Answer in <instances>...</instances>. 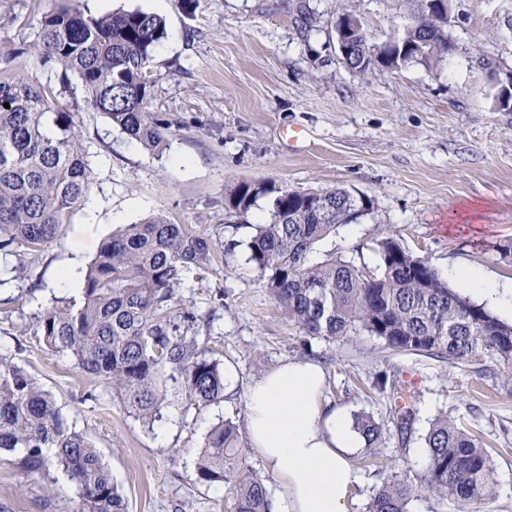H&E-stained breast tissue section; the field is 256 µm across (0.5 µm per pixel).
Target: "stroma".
Returning a JSON list of instances; mask_svg holds the SVG:
<instances>
[{"label": "stroma", "instance_id": "stroma-1", "mask_svg": "<svg viewBox=\"0 0 512 512\" xmlns=\"http://www.w3.org/2000/svg\"><path fill=\"white\" fill-rule=\"evenodd\" d=\"M158 11L168 36L157 50L158 79L147 109L168 122L162 150L128 140L103 115H78L90 147L94 184L45 251L9 257L23 282L0 288V360L22 367L48 391L65 424L86 435L121 489L126 512H233L227 490L195 480L210 429L245 424L247 385L283 359L313 357L326 370L327 397L382 429L375 452L354 458L360 481L347 512L365 507L383 478L419 484L422 434L440 413L464 418L489 452L497 497L489 512H512V375L479 376L475 366L396 354L360 332L307 340L269 296L246 247L225 254L224 198L241 182L278 189L344 188L374 208L353 235L338 231L320 249L375 265L376 240L392 237L440 273L474 268L512 283V111L495 95L512 78V0H451L445 65H408L359 76L336 56L339 0H83ZM50 0H0V42L32 39ZM372 42L402 35L411 0H351ZM307 7L314 24L303 40L295 21ZM161 212L216 245L203 276L176 292L177 309L211 321L198 340L237 377L224 401L200 406L166 379L154 426L128 414L109 385L83 374L74 359L46 349L34 315L52 301L81 298L71 267L85 268L122 224ZM223 303H216V294ZM413 375L414 433L401 440L391 398L372 380L379 371ZM22 450L0 451V512H76L78 489L61 467L32 473Z\"/></svg>", "mask_w": 512, "mask_h": 512}]
</instances>
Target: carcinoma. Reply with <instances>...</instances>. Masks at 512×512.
Wrapping results in <instances>:
<instances>
[{"instance_id": "1", "label": "carcinoma", "mask_w": 512, "mask_h": 512, "mask_svg": "<svg viewBox=\"0 0 512 512\" xmlns=\"http://www.w3.org/2000/svg\"><path fill=\"white\" fill-rule=\"evenodd\" d=\"M413 14L401 38L378 46L362 19L348 8L336 16L344 67L364 74L379 66L409 64L434 69L448 60L450 9L442 0H412ZM167 36L163 16L118 9L92 15L78 0H55L30 41L0 43V254H27L50 247L60 226L87 199L93 185L89 147L78 113L62 101L70 77L79 79L84 108L99 112L128 139L162 148L167 123L147 111L155 82L153 58ZM29 55L56 72L59 84L16 72L12 63ZM10 108H5L4 103ZM274 194L269 220L254 225L244 243L224 242L225 254L244 245L265 288L284 317L310 339L336 340L366 332L396 353L433 355L456 364L491 362L512 370V323L484 304L462 296L427 260L393 238L377 243L375 267L332 254L316 256L320 241L341 225L369 214L346 189L314 193L274 192L263 182L240 183L227 198L241 217L258 198ZM215 253L211 239L161 212L129 224L105 241L87 266L80 303H52L37 315L45 347L70 354L89 376L112 387L125 411L144 423L160 418V381L179 373L188 399L202 405L224 400V371L189 334L197 315L172 313L175 291L192 274L202 275ZM375 389L395 397L399 381L385 373ZM402 434L412 430L413 411L395 409ZM372 452L380 427L372 416H355ZM423 483L389 477L366 512H409L413 498L453 500L459 512H481L496 497L491 459L474 431L446 414L424 435ZM23 449V465L36 472L56 459L79 489L78 512H125V501L95 446L64 426L52 395L24 369L0 362V450ZM246 441L226 420L205 437L195 464L196 481L227 487L234 512H270L264 477L249 467Z\"/></svg>"}]
</instances>
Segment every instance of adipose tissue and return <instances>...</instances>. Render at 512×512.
Returning a JSON list of instances; mask_svg holds the SVG:
<instances>
[{
	"instance_id": "ef3b65f1",
	"label": "adipose tissue",
	"mask_w": 512,
	"mask_h": 512,
	"mask_svg": "<svg viewBox=\"0 0 512 512\" xmlns=\"http://www.w3.org/2000/svg\"><path fill=\"white\" fill-rule=\"evenodd\" d=\"M452 277L462 292L512 313V286L476 270ZM325 388L321 366L287 359L247 389L248 445L278 482L281 512H346L358 482L353 460L364 439L349 411L325 399Z\"/></svg>"
}]
</instances>
